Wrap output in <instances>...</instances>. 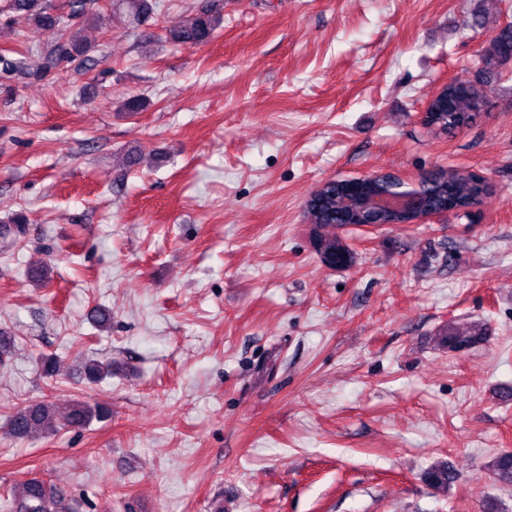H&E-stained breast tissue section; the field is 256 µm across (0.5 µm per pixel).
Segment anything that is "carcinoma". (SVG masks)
<instances>
[{
	"label": "carcinoma",
	"instance_id": "1",
	"mask_svg": "<svg viewBox=\"0 0 512 512\" xmlns=\"http://www.w3.org/2000/svg\"><path fill=\"white\" fill-rule=\"evenodd\" d=\"M67 11L55 13L43 5V0H9L10 21L22 22L41 30H54L57 41L44 48V57L50 64L57 62L84 64L89 61V46L78 39L72 30L81 25L100 26L104 17L90 12L86 0H68ZM155 0H112V9L125 10L136 21L148 18L155 12ZM221 24L218 11L206 9L193 17L173 22L166 29V41L180 45H196L207 41ZM486 69L494 70L512 62V22L496 27L482 54ZM22 68L18 59L0 54V81L9 80ZM482 108L470 83L461 78L448 85L446 98L433 103L435 130L453 133L468 126ZM426 204L436 213L448 206L466 207L478 197L490 194V187L483 182L448 171L446 175L431 179L424 188ZM340 190L335 185L324 188L314 200L318 223L315 224L316 243L321 257L330 265H351L352 252L333 233L338 224L339 210L336 197ZM26 232V219L16 213L10 223L0 226V238L17 244ZM482 340L478 325L460 327L450 325L443 330L441 343L450 352H464ZM89 382L97 384L112 377V361L89 360L84 368ZM108 416V409L87 402H77L68 411L59 413L53 404L40 402L17 408L5 421L6 433L24 438L37 431L53 433L59 428L83 427L94 419ZM491 470L497 479L512 484V455H498L491 461ZM426 481L437 488H446L456 481V473L446 462L431 466L425 473ZM0 512H77L75 500L55 486L38 478H30L11 492L0 496Z\"/></svg>",
	"mask_w": 512,
	"mask_h": 512
}]
</instances>
